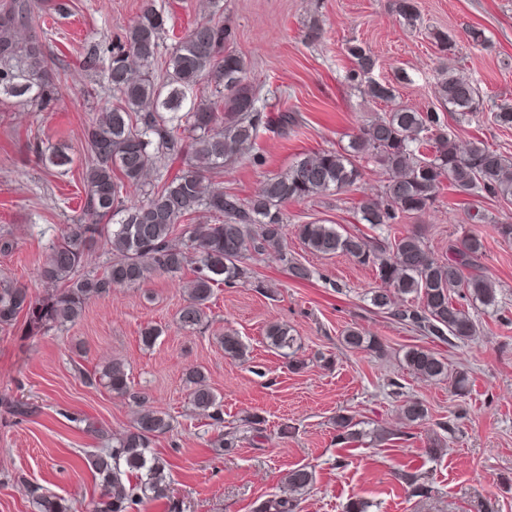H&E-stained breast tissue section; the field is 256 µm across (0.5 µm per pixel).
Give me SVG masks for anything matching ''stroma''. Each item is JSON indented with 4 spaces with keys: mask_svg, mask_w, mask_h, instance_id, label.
Instances as JSON below:
<instances>
[{
    "mask_svg": "<svg viewBox=\"0 0 512 512\" xmlns=\"http://www.w3.org/2000/svg\"><path fill=\"white\" fill-rule=\"evenodd\" d=\"M52 3L34 34L55 71L53 100L40 105L0 95V228L14 241L10 252L0 253V282L39 298L47 286L38 271L84 197V128L113 102L101 71L81 65L87 49L116 43L150 4L163 13L166 48L210 11V0ZM223 4L231 46L245 60L248 81L263 85L268 110L303 120L301 129L285 136L261 133L260 162L246 158L225 167L219 182L240 199H250L261 181L303 155L346 146L363 125L389 111L390 104L346 81L351 44L370 50L377 61L371 77L393 85L394 103L436 110L443 55L434 35L446 33L449 64L496 102L512 104V0H416L418 18L411 25L396 13L395 0ZM475 30L484 42L473 40ZM449 130L459 148L477 137L512 157V130L498 128L490 112ZM47 146L61 148L70 164L44 167L37 154ZM385 182L378 164H366L351 188L286 203L288 223L338 224L382 238L380 229L358 222L356 211L362 201L381 198ZM477 211L488 223H471ZM495 222L512 224V201L481 193L461 197L447 189L427 211L398 220V231L420 232L439 260L468 233L485 239L481 262L496 282L499 306L469 305L478 334L452 346L380 313L370 302L371 289L380 285L374 268L344 255L313 253L292 232L287 251L311 270L310 279H292L277 254L254 256V284L216 286L207 320L194 331L176 322L194 277L189 267L113 289L109 298L91 300L75 324L46 336L0 329V396L37 407L22 420L0 409V512H36L24 486L28 480L68 500L74 512H91L101 487L87 456L105 445L97 432L121 433L136 407L103 386L86 385L79 372L115 359L125 363L132 389L146 405L172 419L152 451L169 464L173 494L146 502L142 512H255L285 491L288 471L300 465L309 466L315 480L299 512H344L352 500L367 503V512H512V239L493 234ZM275 322L294 336L293 359L301 369L289 368V359L270 347L265 330ZM150 326L162 334L149 347L141 332ZM351 327L375 337L382 352L344 348L342 335ZM228 330L247 346L246 361L225 357L220 339ZM414 345L466 368V396H456L450 381L410 375L403 355ZM191 368L201 369L221 396L225 426L255 413L265 420L262 436L248 432L232 451L216 448L219 428L192 410L185 378ZM396 382L401 391L393 390ZM407 399L426 404L422 424L402 422L399 407ZM339 412L395 437L338 444L332 419ZM451 415L455 433L440 431L439 422ZM437 436L445 449L433 456L426 448ZM415 470L426 476L430 495L409 496L398 480L399 472Z\"/></svg>",
    "mask_w": 512,
    "mask_h": 512,
    "instance_id": "obj_1",
    "label": "stroma"
}]
</instances>
